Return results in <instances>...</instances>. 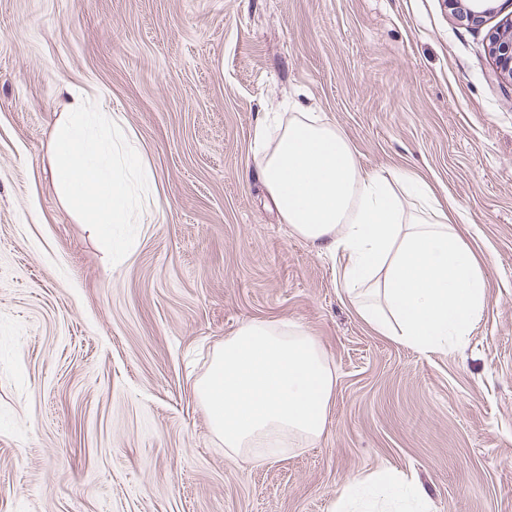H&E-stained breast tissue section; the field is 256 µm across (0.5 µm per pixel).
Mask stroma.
<instances>
[{
    "mask_svg": "<svg viewBox=\"0 0 512 512\" xmlns=\"http://www.w3.org/2000/svg\"><path fill=\"white\" fill-rule=\"evenodd\" d=\"M443 0H0V512H336L402 476L426 512H512V83ZM155 175L122 263L51 178L60 90ZM315 112L368 171L420 175L488 282L429 354L373 331L340 256L258 174L270 112ZM283 320L336 384L320 438L234 454L195 382L242 325Z\"/></svg>",
    "mask_w": 512,
    "mask_h": 512,
    "instance_id": "35a3bbf8",
    "label": "stroma"
}]
</instances>
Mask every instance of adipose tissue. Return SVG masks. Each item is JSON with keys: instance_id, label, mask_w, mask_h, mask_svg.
Wrapping results in <instances>:
<instances>
[{"instance_id": "ef3b65f1", "label": "adipose tissue", "mask_w": 512, "mask_h": 512, "mask_svg": "<svg viewBox=\"0 0 512 512\" xmlns=\"http://www.w3.org/2000/svg\"><path fill=\"white\" fill-rule=\"evenodd\" d=\"M268 195L298 236L340 255V283L377 333L422 351L465 335L488 300L475 253L430 185L360 167L349 141L312 112L254 136Z\"/></svg>"}]
</instances>
